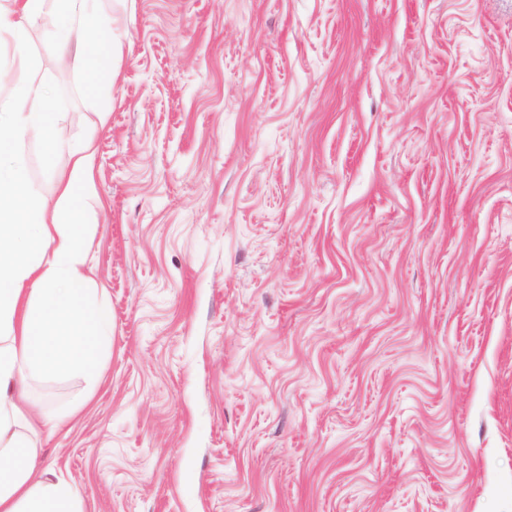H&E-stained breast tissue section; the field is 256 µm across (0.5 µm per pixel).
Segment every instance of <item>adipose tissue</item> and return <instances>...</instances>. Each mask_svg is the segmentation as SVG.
<instances>
[{
  "label": "adipose tissue",
  "mask_w": 512,
  "mask_h": 512,
  "mask_svg": "<svg viewBox=\"0 0 512 512\" xmlns=\"http://www.w3.org/2000/svg\"><path fill=\"white\" fill-rule=\"evenodd\" d=\"M56 2L49 14L45 0H12L0 8V39L21 40L45 18L61 39L84 38L85 66L97 71L112 56V22L101 0ZM28 69L21 52L0 69V89L8 91L0 98V512H82L70 485L38 473V427L22 399L30 369L97 373V338L108 321L85 302L91 270L81 256L97 149L86 139L55 170L60 209L33 201L21 142L42 141L53 156L64 147L53 102Z\"/></svg>",
  "instance_id": "ef3b65f1"
}]
</instances>
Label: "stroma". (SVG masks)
<instances>
[{
    "label": "stroma",
    "instance_id": "35a3bbf8",
    "mask_svg": "<svg viewBox=\"0 0 512 512\" xmlns=\"http://www.w3.org/2000/svg\"><path fill=\"white\" fill-rule=\"evenodd\" d=\"M103 6L97 94L19 47L104 203L99 378L28 374L40 470L83 512H512V0Z\"/></svg>",
    "mask_w": 512,
    "mask_h": 512
}]
</instances>
